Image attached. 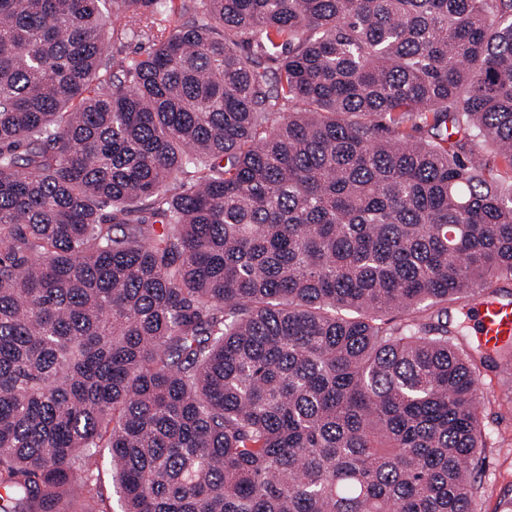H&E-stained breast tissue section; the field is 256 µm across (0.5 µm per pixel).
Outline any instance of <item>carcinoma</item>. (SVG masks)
Instances as JSON below:
<instances>
[{
	"instance_id": "1",
	"label": "carcinoma",
	"mask_w": 512,
	"mask_h": 512,
	"mask_svg": "<svg viewBox=\"0 0 512 512\" xmlns=\"http://www.w3.org/2000/svg\"><path fill=\"white\" fill-rule=\"evenodd\" d=\"M507 280L512 0H0V512H474ZM139 12L141 14L134 18L136 21L130 23L125 33L114 35L108 41L109 51L117 60L144 57L153 47L151 37L140 33V30L147 31L145 25H148L153 27L152 31L156 34L158 26L151 23L154 17L151 16L150 8L141 7ZM476 339L488 348L512 342V305L480 298L474 303Z\"/></svg>"
}]
</instances>
